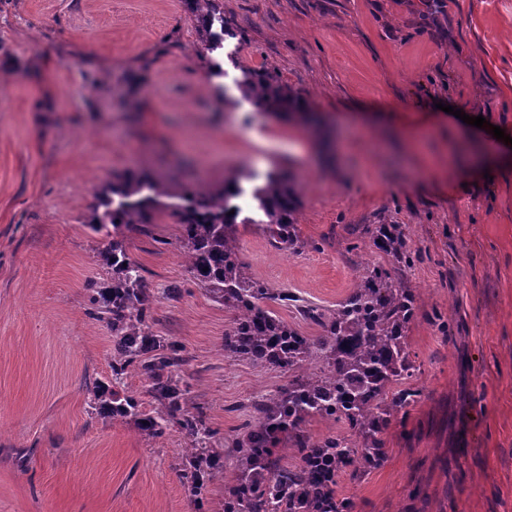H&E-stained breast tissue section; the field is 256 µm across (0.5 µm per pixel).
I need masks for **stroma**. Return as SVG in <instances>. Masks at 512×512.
Returning a JSON list of instances; mask_svg holds the SVG:
<instances>
[{
    "mask_svg": "<svg viewBox=\"0 0 512 512\" xmlns=\"http://www.w3.org/2000/svg\"><path fill=\"white\" fill-rule=\"evenodd\" d=\"M447 2L436 17L424 0H224L244 38L225 41L214 80L182 0H0V512H196L178 430L148 440L94 409L112 338L89 286L111 272L87 219L115 173L218 183L245 163L251 185L288 170L302 183L312 248L277 252L249 224L239 249L294 297L278 312L304 335L319 328L298 305L335 308L385 264L372 225L408 236L412 399L382 435L384 464L346 468L338 497L352 512H512V175L468 168L498 152L490 126L512 132V0ZM239 61L275 68L311 122L257 111ZM180 235L163 216L128 251L218 431V503L234 438L284 378L225 356L232 316L190 281Z\"/></svg>",
    "mask_w": 512,
    "mask_h": 512,
    "instance_id": "obj_1",
    "label": "stroma"
}]
</instances>
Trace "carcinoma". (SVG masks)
<instances>
[{
	"label": "carcinoma",
	"mask_w": 512,
	"mask_h": 512,
	"mask_svg": "<svg viewBox=\"0 0 512 512\" xmlns=\"http://www.w3.org/2000/svg\"><path fill=\"white\" fill-rule=\"evenodd\" d=\"M193 15L197 50L224 48L227 38L242 39L224 17V0H184ZM236 88L258 111L308 120L301 94L267 67L238 66ZM301 187L290 173L272 172L253 188L262 218L241 216L237 203L245 188L238 176L220 184L163 179L145 171L112 176L95 196L88 224L112 226V240L100 252L112 278L91 289L92 315L112 336V378L96 386L97 414L134 421L138 432L159 438L177 428L189 442L188 467L180 477L195 496L198 512H209L207 487L224 474V456L210 448L216 432L194 406L186 380L187 362L174 341L155 334L156 296L144 269L127 251L128 234L141 232L167 213L181 225L180 250L193 282L234 313L224 336V354L278 369L286 381L254 405V420L237 441L238 473L224 486L221 512H336V486L320 462L336 460L348 449L351 459L379 461L380 434L407 404V395L390 394L408 369L406 332L414 321L417 296L397 276L410 264L408 240L396 224H378L372 243L390 268L375 267L334 309L306 305L303 315L321 328L315 338L301 335L277 315L274 303L288 293L254 278L241 259L238 228L261 227L270 245L297 254L311 247L296 230ZM145 382V398L122 393L128 373ZM157 404L154 409L147 404ZM314 418L345 421L361 442L327 436L313 440L305 431ZM295 450L300 464L278 465V452Z\"/></svg>",
	"instance_id": "obj_1"
}]
</instances>
